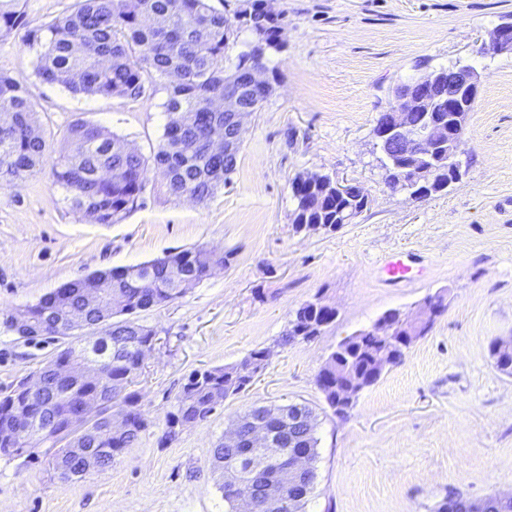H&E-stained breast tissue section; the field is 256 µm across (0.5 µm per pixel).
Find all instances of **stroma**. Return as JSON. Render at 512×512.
I'll use <instances>...</instances> for the list:
<instances>
[{
	"mask_svg": "<svg viewBox=\"0 0 512 512\" xmlns=\"http://www.w3.org/2000/svg\"><path fill=\"white\" fill-rule=\"evenodd\" d=\"M77 0H24L26 28L70 12ZM284 52L274 94L247 122L235 172L198 202L149 179L143 203L117 224H95L52 185L49 169L0 182V397L67 344L32 342L4 319L95 271L197 245L229 262L184 297L140 312L158 341L136 387L147 428L112 466L61 479L52 455L0 454V512H226L211 450L233 418L255 405L309 406L317 417V478L306 512H435L450 492L512 493V375L492 343L512 336V54L480 56L512 22V0H278ZM26 28L0 39V73L23 79L48 158L82 119L151 156L162 138L169 77L136 99L87 96L42 81ZM481 74L464 135L461 181L425 200L391 191L374 147L376 118L397 85L456 63ZM329 173L358 183L370 203L333 232L295 233L291 181ZM410 254L414 280L381 269ZM446 308L403 363L385 368L347 416L315 378L338 343L390 309L430 295ZM336 307L335 325L280 346L301 304ZM273 354L262 374L206 420L164 440L188 375Z\"/></svg>",
	"mask_w": 512,
	"mask_h": 512,
	"instance_id": "obj_1",
	"label": "stroma"
}]
</instances>
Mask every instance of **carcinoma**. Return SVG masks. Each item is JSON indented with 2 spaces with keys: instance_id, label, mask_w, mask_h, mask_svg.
<instances>
[{
  "instance_id": "cac0c4a2",
  "label": "carcinoma",
  "mask_w": 512,
  "mask_h": 512,
  "mask_svg": "<svg viewBox=\"0 0 512 512\" xmlns=\"http://www.w3.org/2000/svg\"><path fill=\"white\" fill-rule=\"evenodd\" d=\"M260 2L253 0L245 20L235 28L211 0H78L72 12L26 31L24 41L36 51L38 75L74 93L136 99L153 75H181L164 103L166 118L179 113L181 137L174 152L169 151L163 138L149 160L139 152H121L117 145L123 139L100 125L76 120L68 126L63 136L65 146L52 162L51 175L53 186L66 192L65 199L72 208L87 214L96 224H116L140 206L151 174L160 178L169 195L190 196L199 202L224 185L235 170L237 158L226 162L209 154L201 115L209 112L214 122L224 123V113L211 108L212 100L224 94V82L243 77L253 65L266 64L273 52L271 48L261 52L251 42L248 50L236 58L228 55L229 45L236 43L241 31L251 32L265 23ZM23 25L22 0H0V37L9 36ZM45 161V134L37 123L23 80L0 73V181L21 180L43 169ZM423 167L424 162L405 150L393 151L382 160L387 180H395L404 172L411 175ZM293 184L295 224L334 226L343 211H360L366 205L362 187L350 184L338 194L328 175L319 183L309 184L299 174ZM204 251L206 247L197 246L149 262L90 274L103 290L124 300L104 321L98 312H91L93 320L102 321L112 331V404L131 411L128 429L100 443L112 449L114 457L131 447L146 428L139 395L130 386L138 378V346L156 331L134 315L185 296L189 292L182 287L185 279L196 286L210 276L207 266L196 260ZM143 277L149 278L153 287H138L136 279ZM81 296V282H70L46 294L36 306L41 311L73 308L79 305ZM337 317L334 308L325 316L304 304L295 310L292 328L281 337L280 345L295 342L301 331L307 336H320L324 332L320 325L329 328ZM383 348V338L363 331L346 337L328 357L330 381L319 389L335 413H342L336 406V356L351 360L371 386L380 378L372 363ZM254 363L261 370L266 367V350H254L233 366L193 371L177 396L175 411L168 415V425L207 420L216 410L214 395L227 399L253 382L257 372L250 366ZM91 393L93 389L84 385L59 398L44 411L43 426L51 428L57 417ZM315 430L313 424L300 431L299 446L309 452L308 462L289 475L288 495L279 512H305L316 480ZM212 460L214 468H231L242 483L250 482V473L238 467L239 449L221 441L212 448Z\"/></svg>"
}]
</instances>
